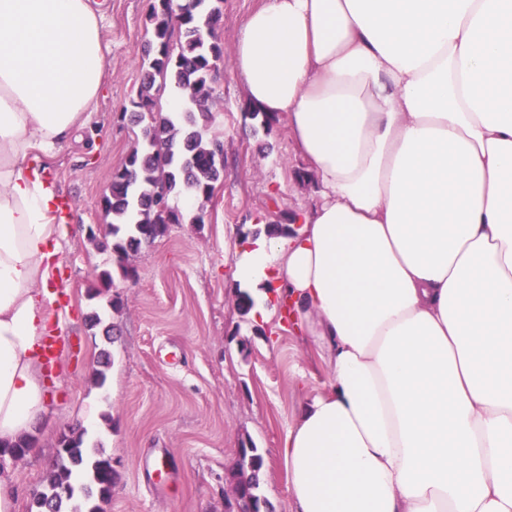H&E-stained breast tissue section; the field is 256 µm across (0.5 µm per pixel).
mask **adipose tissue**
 Instances as JSON below:
<instances>
[{
  "mask_svg": "<svg viewBox=\"0 0 512 512\" xmlns=\"http://www.w3.org/2000/svg\"><path fill=\"white\" fill-rule=\"evenodd\" d=\"M106 0H0V443L48 389L50 155L102 92ZM232 68L317 186L234 277L311 339L287 512H512V0H264Z\"/></svg>",
  "mask_w": 512,
  "mask_h": 512,
  "instance_id": "obj_1",
  "label": "adipose tissue"
}]
</instances>
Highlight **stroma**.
Returning a JSON list of instances; mask_svg holds the SVG:
<instances>
[{"instance_id":"stroma-1","label":"stroma","mask_w":512,"mask_h":512,"mask_svg":"<svg viewBox=\"0 0 512 512\" xmlns=\"http://www.w3.org/2000/svg\"><path fill=\"white\" fill-rule=\"evenodd\" d=\"M108 4L103 93L86 126L44 160L69 227L52 280L62 293L66 347L48 368L33 447L23 459L0 458V471L14 477L17 512H30L61 433L79 427L115 471L100 512H224L240 450L251 446L264 460L263 495L274 512H286L281 448L299 405L326 390L327 370L293 328L239 311L235 245L249 229L290 224L311 205L315 184L299 176L304 163L285 121L253 133L245 89L224 63L209 125L224 142V179L207 217L169 225L130 256L136 274L123 278L111 250L90 242L86 229L106 224L102 193L137 142L122 109L141 79L149 0ZM106 270L108 290L99 281Z\"/></svg>"}]
</instances>
